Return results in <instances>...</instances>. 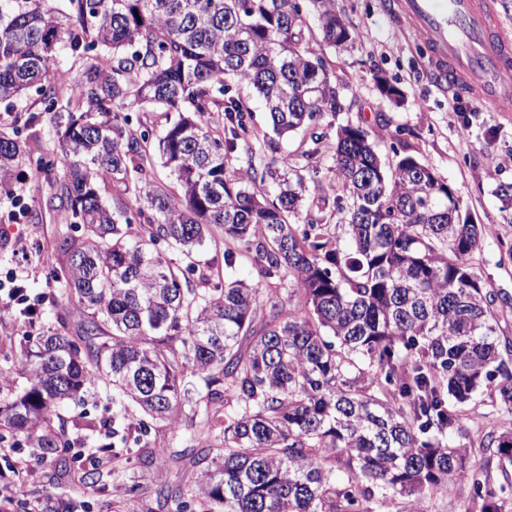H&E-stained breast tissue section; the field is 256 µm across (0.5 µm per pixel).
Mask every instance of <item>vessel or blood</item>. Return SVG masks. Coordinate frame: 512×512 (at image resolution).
<instances>
[{
    "label": "vessel or blood",
    "instance_id": "1",
    "mask_svg": "<svg viewBox=\"0 0 512 512\" xmlns=\"http://www.w3.org/2000/svg\"><path fill=\"white\" fill-rule=\"evenodd\" d=\"M395 15L432 45L434 72L450 88L485 104L512 99V31L494 0H399Z\"/></svg>",
    "mask_w": 512,
    "mask_h": 512
}]
</instances>
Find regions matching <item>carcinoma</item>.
Wrapping results in <instances>:
<instances>
[{
    "label": "carcinoma",
    "mask_w": 512,
    "mask_h": 512,
    "mask_svg": "<svg viewBox=\"0 0 512 512\" xmlns=\"http://www.w3.org/2000/svg\"><path fill=\"white\" fill-rule=\"evenodd\" d=\"M311 10L327 43L353 47L334 0H68L64 24L48 0H0V102L40 96L53 142L34 156L1 135L0 192L24 157L53 177L83 233L60 243L52 277L85 311L74 335L27 336L0 429L53 464L68 512L87 509L65 492L71 475L108 485L52 419L98 384L113 391L112 471L139 445L158 512H429L450 482L467 487V512L512 503L491 470H512V341L467 264L488 228L460 221L453 190L415 156L385 167L360 126L337 133L332 185L273 141L262 168L226 176L253 119L232 86L262 99L277 135L307 129L309 158L321 116L343 111L306 38ZM62 53L87 60L64 96ZM158 109L178 111L159 136L133 117ZM154 140L172 186L152 178ZM102 183L132 206H106ZM305 206L313 218L292 222ZM217 231L224 266L248 253L254 283L212 280ZM484 388L507 419L469 448L458 406ZM170 466L194 484L161 479Z\"/></svg>",
    "instance_id": "1"
}]
</instances>
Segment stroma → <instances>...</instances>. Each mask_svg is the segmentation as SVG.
<instances>
[{
    "mask_svg": "<svg viewBox=\"0 0 512 512\" xmlns=\"http://www.w3.org/2000/svg\"><path fill=\"white\" fill-rule=\"evenodd\" d=\"M341 15L355 36L350 51L335 50L324 38L320 27H313L311 45L320 50L327 64L342 80L344 110L338 115H324L319 130L324 138L313 160L322 181H330L331 145L340 126L351 123L376 135V148L384 162H393L397 151H405L429 164L447 180L459 199L462 218L476 224L490 225L471 264L477 277L497 297L499 333L512 339V206L502 205L499 185L512 183V112L481 105L476 112H455L448 103V87L435 80L428 55L422 54V39L408 23L393 16V0H335ZM389 81L400 92L388 97L382 81ZM254 136L239 143L230 154L228 174L238 175L249 168L261 167L270 159L266 146L278 140L281 153L294 164L305 165V151L312 146L306 133L276 139L268 115L259 98H252ZM38 113L32 126L16 128L18 112ZM37 94L17 101L14 107L0 104V134L19 131L31 152L50 148V123L42 114ZM53 188L44 179L25 176L14 183L11 195L0 194V274L23 269V284L30 293L55 296L48 307L47 324L63 317L69 331H76L84 311L78 303L59 298V286L51 272L63 259L58 248L64 237H80V228L70 224L63 210L50 205ZM38 215L36 223H14L15 198ZM462 443H479L489 422L499 420L500 405L493 392L485 391L461 409ZM97 424L94 434L77 430L81 418ZM56 430L69 439L86 458L103 469L112 466L103 448L112 441V392L99 388L84 402L69 403L58 410ZM156 475L130 460L121 475L108 478V490L88 499V512H153L150 493L130 501L126 485L154 484Z\"/></svg>",
    "mask_w": 512,
    "mask_h": 512,
    "instance_id": "35a3bbf8",
    "label": "stroma"
}]
</instances>
